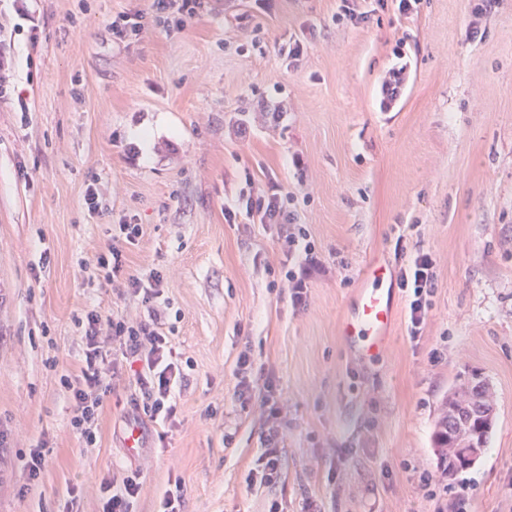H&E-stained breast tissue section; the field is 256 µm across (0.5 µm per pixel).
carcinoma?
<instances>
[{
  "mask_svg": "<svg viewBox=\"0 0 512 512\" xmlns=\"http://www.w3.org/2000/svg\"><path fill=\"white\" fill-rule=\"evenodd\" d=\"M485 383L478 381L469 390L468 399H454L446 403L443 416L437 424L435 443L439 448L451 449L444 454V472L454 474L460 467L452 461L456 457L455 448L465 442L487 444L493 428L494 418L486 412L483 397Z\"/></svg>",
  "mask_w": 512,
  "mask_h": 512,
  "instance_id": "obj_1",
  "label": "carcinoma"
}]
</instances>
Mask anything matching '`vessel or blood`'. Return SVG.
<instances>
[{"mask_svg":"<svg viewBox=\"0 0 512 512\" xmlns=\"http://www.w3.org/2000/svg\"><path fill=\"white\" fill-rule=\"evenodd\" d=\"M386 274L382 261L365 264L364 286L357 295L355 311L340 324L341 336L356 343L360 354L366 357L379 353L392 322L393 304Z\"/></svg>","mask_w":512,"mask_h":512,"instance_id":"b4317fda","label":"vessel or blood"}]
</instances>
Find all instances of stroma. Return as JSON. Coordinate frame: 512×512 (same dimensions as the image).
<instances>
[{"label":"stroma","mask_w":512,"mask_h":512,"mask_svg":"<svg viewBox=\"0 0 512 512\" xmlns=\"http://www.w3.org/2000/svg\"><path fill=\"white\" fill-rule=\"evenodd\" d=\"M398 5L201 0L178 27L150 0H27L23 16L0 0L15 51L0 98V512H101L100 478L130 471L137 512H160L177 482L183 512H454L448 485L472 512H512V0ZM138 13L139 35L113 37V18ZM274 187L292 224L238 210ZM122 220L142 227L127 264L162 272L158 306L192 366L165 427L134 409L125 373L87 448L60 378L84 359L74 315L144 314L97 265ZM296 226L312 244L299 307L285 277ZM419 253L434 262L419 336L395 290L385 349L361 359L339 323L363 266L396 272ZM475 376L495 426L450 476L435 424ZM270 437L281 476L264 484ZM34 448L46 461L30 486Z\"/></svg>","instance_id":"1"}]
</instances>
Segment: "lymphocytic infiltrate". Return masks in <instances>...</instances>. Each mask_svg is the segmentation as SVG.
I'll return each mask as SVG.
<instances>
[{
	"label": "lymphocytic infiltrate",
	"mask_w": 512,
	"mask_h": 512,
	"mask_svg": "<svg viewBox=\"0 0 512 512\" xmlns=\"http://www.w3.org/2000/svg\"><path fill=\"white\" fill-rule=\"evenodd\" d=\"M105 253L97 264L106 272L107 280H121L125 290L141 296L146 317L129 320L119 315L91 310L75 316L86 343L79 384L72 389L75 416L72 426L86 447L96 444L99 417L104 398L114 392L115 384L125 372H134L143 391L140 410L152 422L165 424L176 415L174 390L183 379L181 363L175 359L165 321L156 301L161 295L163 277L153 271L149 275L130 272L126 267V251L136 245L142 234L138 224H116ZM434 262L429 254L417 255L397 275L399 288L410 290L409 323L411 337H418L426 316V298L430 293ZM109 339L110 350H103L102 339ZM112 366L111 382H103L101 367ZM106 494L102 512H135L142 489L139 473L124 476L122 481L103 480Z\"/></svg>",
	"instance_id": "1"
}]
</instances>
